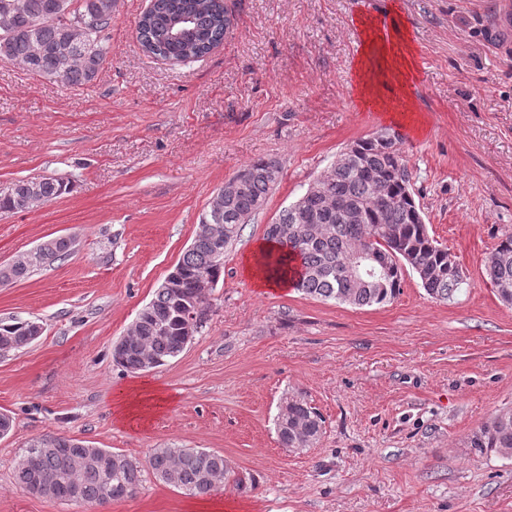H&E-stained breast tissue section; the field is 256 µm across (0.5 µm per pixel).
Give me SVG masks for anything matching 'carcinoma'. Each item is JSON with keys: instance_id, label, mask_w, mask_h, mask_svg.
I'll use <instances>...</instances> for the list:
<instances>
[{"instance_id": "1", "label": "carcinoma", "mask_w": 512, "mask_h": 512, "mask_svg": "<svg viewBox=\"0 0 512 512\" xmlns=\"http://www.w3.org/2000/svg\"><path fill=\"white\" fill-rule=\"evenodd\" d=\"M0 0V61L16 62L34 75L72 88L93 82L107 58L104 33L112 26L113 0ZM228 30L221 0H152L135 28L142 50L174 64L209 54L224 42ZM242 182L228 195L220 188L208 207L219 218L213 231L195 233L178 262L184 287H159L112 350L113 361L125 371H145L143 353L152 367L176 358L187 346L183 318L197 302L199 277L218 280L224 253L237 241L244 224L262 207L281 179V166L260 158L240 172ZM412 173L396 135L380 132L347 145L330 169L295 202L266 225L265 236L277 244L263 258L267 274L292 269L293 287L303 294L347 304L372 307L393 301L404 273L417 276L433 298L450 300L463 280L452 253L428 233L423 213L411 192ZM71 189L62 178L17 181L0 198V210L23 212L37 192L44 202ZM73 248L67 237L37 245L21 263L0 266V283L27 277L34 270L65 259ZM375 251L388 265L383 278L354 276L346 262ZM497 297L512 305V229L501 234L485 262ZM28 321L0 319V355L30 344ZM320 412L303 396L280 408L276 429L285 448H311L323 434ZM468 447L482 456L512 448V410L501 411L468 437ZM28 463H20L16 483L41 497L76 504H101L133 496L143 481V469L154 478L190 495L213 491L212 481L224 480L229 464L224 455L197 448H156L147 466L107 448H95L62 433L42 435L27 446Z\"/></svg>"}]
</instances>
